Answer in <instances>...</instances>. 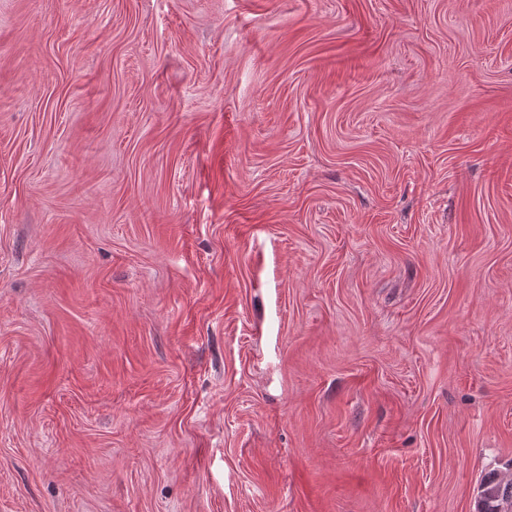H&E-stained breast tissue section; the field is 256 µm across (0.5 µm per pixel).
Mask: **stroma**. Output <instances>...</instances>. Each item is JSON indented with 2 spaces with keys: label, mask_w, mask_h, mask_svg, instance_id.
I'll list each match as a JSON object with an SVG mask.
<instances>
[{
  "label": "stroma",
  "mask_w": 512,
  "mask_h": 512,
  "mask_svg": "<svg viewBox=\"0 0 512 512\" xmlns=\"http://www.w3.org/2000/svg\"><path fill=\"white\" fill-rule=\"evenodd\" d=\"M512 475V0H0V512H475Z\"/></svg>",
  "instance_id": "obj_1"
}]
</instances>
